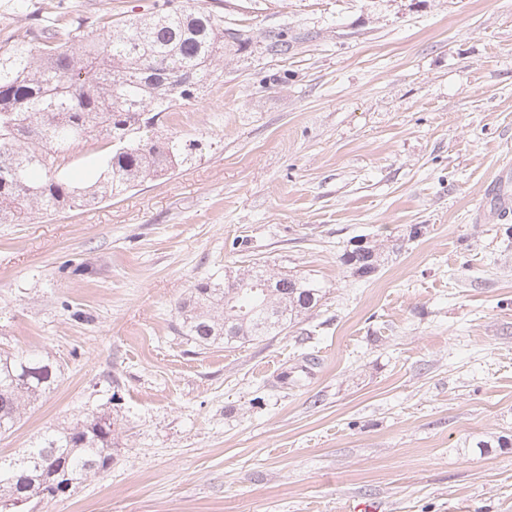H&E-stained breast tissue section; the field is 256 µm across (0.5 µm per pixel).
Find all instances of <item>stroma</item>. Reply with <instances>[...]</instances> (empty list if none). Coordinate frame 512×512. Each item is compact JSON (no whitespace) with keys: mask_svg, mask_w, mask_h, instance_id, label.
Returning a JSON list of instances; mask_svg holds the SVG:
<instances>
[{"mask_svg":"<svg viewBox=\"0 0 512 512\" xmlns=\"http://www.w3.org/2000/svg\"><path fill=\"white\" fill-rule=\"evenodd\" d=\"M215 9L252 42L160 126L191 165L0 223V351L61 369L0 456L107 411L110 471L36 512H512V220L482 213L512 164V0ZM256 262L319 307L259 343L177 332L195 283ZM366 247L372 249L375 252L377 250L374 245ZM359 249L360 246L354 251L347 254L344 260L345 263L350 267V269L353 270L354 275H356L358 278L369 280L373 276H375V273L377 272V269L380 266L379 257L382 259V256L381 253L379 254L378 251L376 252V256L378 258V265H375L377 260L367 261V257L361 255L359 253Z\"/></svg>","mask_w":512,"mask_h":512,"instance_id":"obj_1","label":"stroma"}]
</instances>
